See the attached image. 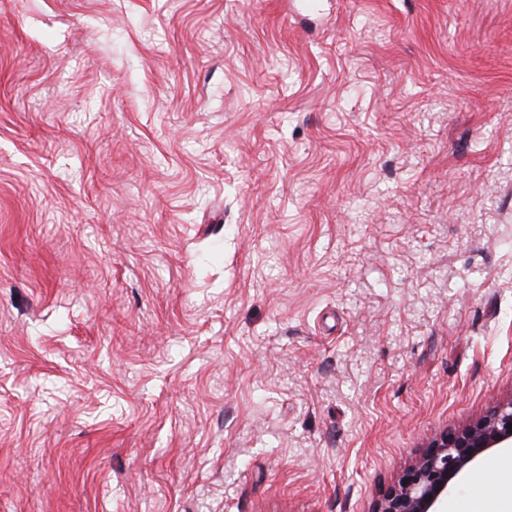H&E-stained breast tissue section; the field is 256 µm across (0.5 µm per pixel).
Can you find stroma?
<instances>
[{
    "mask_svg": "<svg viewBox=\"0 0 512 512\" xmlns=\"http://www.w3.org/2000/svg\"><path fill=\"white\" fill-rule=\"evenodd\" d=\"M512 400V0H0V512H371Z\"/></svg>",
    "mask_w": 512,
    "mask_h": 512,
    "instance_id": "1",
    "label": "stroma"
}]
</instances>
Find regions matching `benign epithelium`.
<instances>
[{
	"label": "benign epithelium",
	"mask_w": 512,
	"mask_h": 512,
	"mask_svg": "<svg viewBox=\"0 0 512 512\" xmlns=\"http://www.w3.org/2000/svg\"><path fill=\"white\" fill-rule=\"evenodd\" d=\"M512 447V400L457 432L433 439L372 512H447L448 492L485 455Z\"/></svg>",
	"instance_id": "benign-epithelium-1"
}]
</instances>
